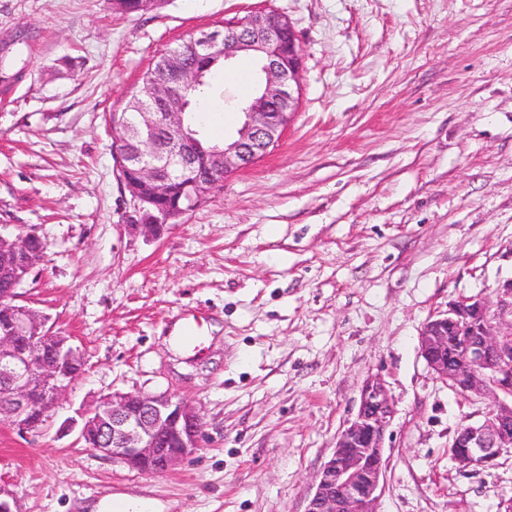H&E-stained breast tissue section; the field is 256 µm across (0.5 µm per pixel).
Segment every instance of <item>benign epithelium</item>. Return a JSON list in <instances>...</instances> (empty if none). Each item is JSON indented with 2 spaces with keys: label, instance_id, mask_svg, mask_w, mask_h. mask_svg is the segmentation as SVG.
I'll use <instances>...</instances> for the list:
<instances>
[{
  "label": "benign epithelium",
  "instance_id": "obj_1",
  "mask_svg": "<svg viewBox=\"0 0 512 512\" xmlns=\"http://www.w3.org/2000/svg\"><path fill=\"white\" fill-rule=\"evenodd\" d=\"M230 35L224 41V60L252 55L260 73L259 90L243 103L242 126L237 136L206 145L198 133L187 132L188 104L180 88L199 86L203 72L169 53L158 64L153 80L141 87L134 119L137 136V179L118 181L128 190L130 210L123 219L136 222L150 234L187 213L179 209L152 220L142 219L146 193L157 198L171 184L167 167L157 163L167 142L158 129L179 141L169 165L189 176L193 185L212 187L214 174L228 175L252 166L281 138L298 108L301 50L288 18L274 11L257 12L224 22ZM218 31H203L193 40L197 56L206 55L218 41ZM39 238L30 230L13 239L0 235V253L13 257L10 285L0 294V421L20 434H38L62 396L80 377L75 360L83 358L69 337L56 332L49 318L17 304L21 285L35 262L29 259V241ZM512 315V282L497 293L496 305L482 298L452 302L446 313L430 319L420 334V353L428 368L456 391L478 397L491 396L495 405L479 425H468L453 437V457L463 467H488L506 451L512 452V323L498 330L495 321ZM458 337L455 352L459 366L448 369V335ZM54 341L52 360H46V343ZM395 414V404L378 375L363 385L355 418L336 439L334 451L323 465L305 512H377L384 468V441ZM79 438L97 439L95 450L142 473L160 474L172 469L200 447L199 414L190 404L171 395L112 392L96 408L81 414Z\"/></svg>",
  "mask_w": 512,
  "mask_h": 512
}]
</instances>
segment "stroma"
I'll list each match as a JSON object with an SVG mask.
<instances>
[{
    "label": "stroma",
    "mask_w": 512,
    "mask_h": 512,
    "mask_svg": "<svg viewBox=\"0 0 512 512\" xmlns=\"http://www.w3.org/2000/svg\"><path fill=\"white\" fill-rule=\"evenodd\" d=\"M264 10L302 50L282 139L160 235L123 223L109 113L165 51ZM21 29L19 78L0 84V220L43 239L23 302L85 362L42 434L0 423V487L21 512H305L374 375L396 406L378 512H499L512 456L464 469L450 453L490 402L440 381L419 337L450 302L512 281V0H161L131 15L0 0V43ZM256 76L240 56L212 77L206 130L235 134ZM186 309L209 316L199 354L173 333ZM114 391L189 401L200 448L151 475L84 447L81 412Z\"/></svg>",
    "instance_id": "1"
}]
</instances>
